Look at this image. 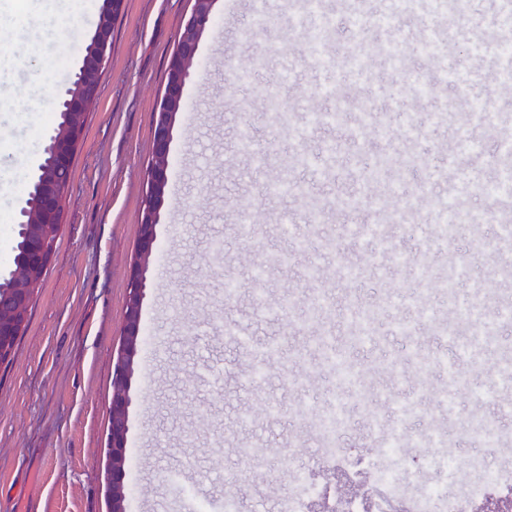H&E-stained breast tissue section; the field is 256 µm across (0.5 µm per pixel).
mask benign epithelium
Masks as SVG:
<instances>
[{
	"label": "benign epithelium",
	"mask_w": 512,
	"mask_h": 512,
	"mask_svg": "<svg viewBox=\"0 0 512 512\" xmlns=\"http://www.w3.org/2000/svg\"><path fill=\"white\" fill-rule=\"evenodd\" d=\"M125 0H108L101 13L96 32L85 47L81 66L75 78L86 83L85 90L65 91L58 97V109L69 118V133H53L44 140L43 150L52 155V163L39 170L36 182L30 185L25 206L19 211L16 224L27 223L28 211L51 221L61 208L63 197L59 183L70 180L73 158L85 132V115L96 97L97 77L105 67L112 40V12L121 11ZM215 0H192L191 16L180 32L170 57L163 95L154 113L152 159L148 187L142 208L136 254L133 260L123 324V345L112 370V399L109 406L107 434L108 457L112 461V512H126V475L130 461L129 408L134 362L143 342L141 309L147 288V272L156 255V225L160 219L165 188L168 184L171 143L176 116L183 108L184 92L192 69L198 60L199 43L214 21ZM54 244L38 234L30 236L25 267L36 273L47 269Z\"/></svg>",
	"instance_id": "obj_1"
}]
</instances>
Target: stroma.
<instances>
[{"instance_id": "35a3bbf8", "label": "stroma", "mask_w": 512, "mask_h": 512, "mask_svg": "<svg viewBox=\"0 0 512 512\" xmlns=\"http://www.w3.org/2000/svg\"><path fill=\"white\" fill-rule=\"evenodd\" d=\"M103 2L0 0V271L12 263L14 219L42 160L43 138L58 122L57 97L71 84ZM493 2L471 0L467 15L452 24L437 13L435 0H420L413 10L402 0H371L374 10L397 17L384 30L368 21L353 24L348 0H324L323 11L311 14L298 11L293 0H271L263 26L253 18L251 0H218L177 116L157 255L147 274L145 336L131 382L127 512H214L231 491L241 512H288L297 476L320 481L344 472L348 456L372 447L368 421L378 411L399 427L400 448L417 464L414 476L400 479L407 495L433 482L452 490L476 483V461L512 473V423L492 406L512 401V381L500 374L512 364V321L495 318L512 304V277L501 273L512 258V241L499 233L500 216L512 213V202L474 190L498 179V157L512 147V83L500 80L491 52L473 48L496 17ZM191 7V0H126L114 24L51 262L14 359L0 368V512H109L112 358L122 339L153 114ZM324 24L328 71L308 56V41ZM429 27L447 39L451 68H444L441 53L426 50ZM244 28L253 29L251 42L239 39ZM387 34L405 47L406 70L392 69L375 54L359 66L348 57L352 44L370 47ZM272 88L296 112L294 127L277 126L267 110L264 95ZM340 95L352 101L397 97L390 135L367 132L358 151L345 130L309 124V112L334 108ZM476 98L490 100V120L471 144L463 122L467 101ZM438 99L448 104L442 132L432 126ZM408 118L418 135L403 133ZM243 125L273 157L264 171H250L237 150ZM330 145L336 165L329 174L292 167L295 152L318 158ZM409 150L421 155V164L402 166ZM452 151L458 160L448 176L464 187L460 201L468 217L439 247L422 224L437 207L433 168ZM385 152L396 164L369 191L407 215L389 224L387 242L338 231L343 223H381L371 206L345 217L329 210L312 220L307 197L353 191ZM279 177L299 184L303 195L266 196L265 182ZM250 206L257 224L245 238L237 226ZM284 215L295 237L281 233ZM297 237L303 250L295 248ZM385 248L392 261L381 274L369 261ZM283 251L292 255L288 265H271L266 279H253L254 264ZM341 258L363 266V274L343 281ZM312 263L324 270L315 283L305 278ZM448 281L453 289H445ZM230 285L235 294L229 300ZM452 292L476 309L480 322L496 320L486 348L463 352L474 328L449 311ZM324 294L333 298L331 311L323 322H308L309 307ZM262 302L280 306V316L256 322ZM354 303L377 312L374 338L363 345L347 341L346 311ZM228 322L243 324L255 345L279 342L263 380L252 381L255 360L225 335ZM403 322L410 329L401 333ZM327 328L346 347L360 387L324 364L316 343ZM218 366L224 369L219 390L213 386ZM452 372L460 385L450 401L441 390ZM270 405L277 408L271 418L265 413ZM338 410L339 453L329 462L315 423ZM243 411L252 412L253 427L240 424ZM463 416L493 418L487 437L476 439L460 424ZM436 433L441 440L435 445L430 438ZM414 435L420 447H411ZM247 448L257 456L240 482ZM444 453L458 463L455 476L421 467L423 457Z\"/></svg>"}]
</instances>
